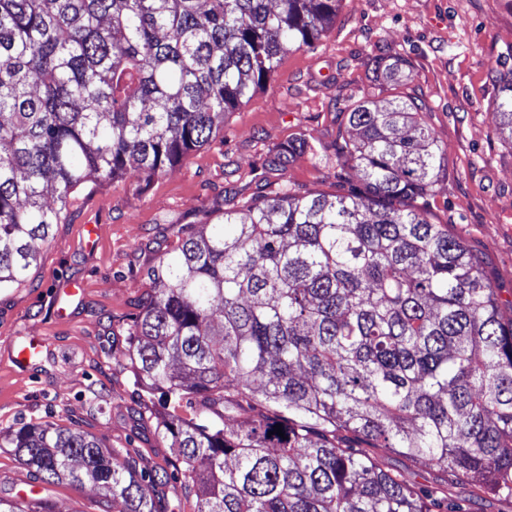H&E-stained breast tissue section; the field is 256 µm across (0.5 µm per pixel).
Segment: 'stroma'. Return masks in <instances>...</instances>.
Returning a JSON list of instances; mask_svg holds the SVG:
<instances>
[{
  "label": "stroma",
  "instance_id": "obj_1",
  "mask_svg": "<svg viewBox=\"0 0 512 512\" xmlns=\"http://www.w3.org/2000/svg\"><path fill=\"white\" fill-rule=\"evenodd\" d=\"M405 61L404 92L442 149L430 195L414 200L476 254L512 299V145L499 133L496 72L512 70V0H341L312 48L286 52L270 84L225 113L212 138L167 175L129 174L75 195L37 242L25 283L0 292V431L51 422L99 439L140 466L170 469L177 451L157 434V407L142 399L126 352L127 329L148 287L145 271L173 250L184 225L218 223L256 198L288 189L361 190L337 150L361 100L386 104L377 58ZM302 139L286 168L277 147ZM77 283V296L63 294ZM44 346L26 366L16 351ZM34 472L0 448V497L21 498ZM56 512H103L92 484L44 485ZM468 512H512V498L448 485Z\"/></svg>",
  "mask_w": 512,
  "mask_h": 512
}]
</instances>
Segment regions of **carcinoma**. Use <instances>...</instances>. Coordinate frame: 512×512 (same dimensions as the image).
<instances>
[{
    "mask_svg": "<svg viewBox=\"0 0 512 512\" xmlns=\"http://www.w3.org/2000/svg\"><path fill=\"white\" fill-rule=\"evenodd\" d=\"M338 2L0 0V291L25 280L73 193L174 170ZM403 66L383 58L377 75L400 86ZM498 81L512 141V70ZM348 121L339 154L363 191L285 193L184 227L146 272L128 352L174 471L51 423L0 433V448L46 483L92 482L105 512H167L155 487L181 477L195 512H466L450 477L512 497V300L448 225L405 205L442 171L417 105L363 100ZM385 452L445 478L410 484ZM0 512L52 510L0 498Z\"/></svg>",
    "mask_w": 512,
    "mask_h": 512,
    "instance_id": "obj_1",
    "label": "carcinoma"
}]
</instances>
